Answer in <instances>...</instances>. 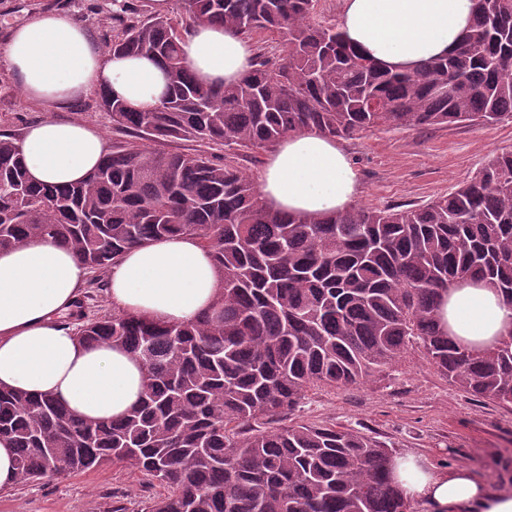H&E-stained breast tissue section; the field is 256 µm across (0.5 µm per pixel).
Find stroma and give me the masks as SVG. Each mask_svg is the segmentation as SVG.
<instances>
[{
    "mask_svg": "<svg viewBox=\"0 0 512 512\" xmlns=\"http://www.w3.org/2000/svg\"><path fill=\"white\" fill-rule=\"evenodd\" d=\"M119 9L118 0H0V42L33 15L62 10L86 24L102 45L120 27L115 17ZM46 117L41 106L23 97L0 60V133L21 134ZM55 117L93 125L110 142L120 137L95 93ZM340 145L358 174L356 205L406 209L448 195L494 154L512 150V120L486 126L380 128ZM293 418L354 429L385 441L397 454H416L442 470L467 467L512 489V404L464 393L416 349L364 382L309 392ZM159 492L149 477L109 464L0 489V512H149Z\"/></svg>",
    "mask_w": 512,
    "mask_h": 512,
    "instance_id": "35a3bbf8",
    "label": "stroma"
}]
</instances>
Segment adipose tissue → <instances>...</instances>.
I'll list each match as a JSON object with an SVG mask.
<instances>
[{
    "mask_svg": "<svg viewBox=\"0 0 512 512\" xmlns=\"http://www.w3.org/2000/svg\"><path fill=\"white\" fill-rule=\"evenodd\" d=\"M474 0H343L338 27L346 42L380 67L407 71L450 54L473 16ZM184 55L207 83H232L253 63L251 43L233 30L197 24ZM24 96L53 111L100 90L133 111L157 108L164 70L147 56L110 54L67 12L39 13L12 27L0 44ZM37 184L83 181L109 151L89 125L45 119L19 140ZM259 193L272 210L295 217L345 211L359 193L346 152L331 138L301 132L268 154ZM87 279L73 253L51 240H28L0 252V388L65 404L80 417L109 420L143 396L142 363L118 346L82 343L63 317ZM221 280L210 251L193 238H167L126 252L109 272V295L121 311L180 323L212 308ZM442 322L457 343L478 351L512 330V304L487 283L449 288ZM404 498L420 512H512V491L492 488L470 470L441 471L398 457L393 469Z\"/></svg>",
    "mask_w": 512,
    "mask_h": 512,
    "instance_id": "ef3b65f1",
    "label": "adipose tissue"
}]
</instances>
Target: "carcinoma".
Wrapping results in <instances>:
<instances>
[{
  "label": "carcinoma",
  "mask_w": 512,
  "mask_h": 512,
  "mask_svg": "<svg viewBox=\"0 0 512 512\" xmlns=\"http://www.w3.org/2000/svg\"><path fill=\"white\" fill-rule=\"evenodd\" d=\"M181 3L128 20L106 45L155 56L167 92L147 112L99 94L127 139L86 180L33 183L19 137L0 134V250L51 239L94 284L128 250L190 236L212 253L220 298L175 324L91 317L74 300L82 342L142 360L144 397L91 421L0 390V437L15 448L18 481L124 463L163 488L150 512H412L386 443L328 424L262 423L293 414L308 390L357 384L414 347L459 389L512 404V332L473 353L440 318L444 294L462 281H486L512 304V151L418 208L303 219L270 211L238 159L303 131L347 139L512 119V0H475L455 51L411 72L380 68L336 26L314 22L318 0ZM198 22L266 33L283 62L260 53L237 82L204 83L182 52ZM176 140L228 152L164 148Z\"/></svg>",
  "instance_id": "cac0c4a2"
}]
</instances>
